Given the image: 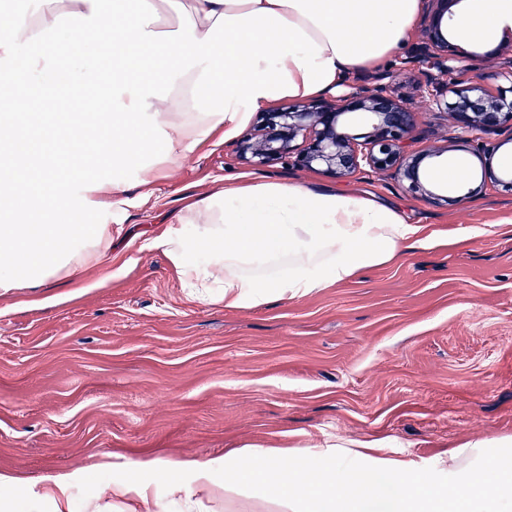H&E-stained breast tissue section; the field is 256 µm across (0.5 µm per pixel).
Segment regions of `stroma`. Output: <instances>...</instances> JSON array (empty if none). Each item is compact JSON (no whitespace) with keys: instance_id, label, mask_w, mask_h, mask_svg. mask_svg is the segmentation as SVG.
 <instances>
[{"instance_id":"1","label":"stroma","mask_w":512,"mask_h":512,"mask_svg":"<svg viewBox=\"0 0 512 512\" xmlns=\"http://www.w3.org/2000/svg\"><path fill=\"white\" fill-rule=\"evenodd\" d=\"M418 30L386 65L395 93L419 110L414 150L442 149L423 181L429 201L390 174L343 179L278 162L254 167L231 134L215 131L151 185L135 168L100 223L112 262L80 284L47 280L33 293L0 289V472L29 477L0 512H55L41 476L64 473L73 512H126L113 477L149 479L137 463L210 461L239 448L376 442L423 475L453 480L448 455L479 439H512V188L481 186L471 134L422 107L407 64ZM512 38L468 47L458 70L507 87ZM463 174L441 187L433 171ZM277 181L371 196L424 225L426 247L297 300L254 309L188 297L169 259L147 238L187 205L246 181Z\"/></svg>"}]
</instances>
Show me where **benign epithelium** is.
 <instances>
[{
	"label": "benign epithelium",
	"mask_w": 512,
	"mask_h": 512,
	"mask_svg": "<svg viewBox=\"0 0 512 512\" xmlns=\"http://www.w3.org/2000/svg\"><path fill=\"white\" fill-rule=\"evenodd\" d=\"M455 2L424 0L422 38L412 49L411 62L419 66V88L429 108L449 110L458 130L488 134L512 125V99L501 89L486 87L478 77L454 83L443 79L451 69L448 62L461 58V50L448 40L449 7ZM357 117L370 126L362 137L345 132ZM417 127V112L395 95L393 75L381 73L336 96L263 113L258 133L241 139L238 153L257 166L283 160L299 168L321 167L337 178L365 169H393L409 190L435 200L437 196L421 182L420 165L441 151L411 152Z\"/></svg>",
	"instance_id": "7a95c632"
}]
</instances>
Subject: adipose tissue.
<instances>
[{"label":"adipose tissue","instance_id":"1","mask_svg":"<svg viewBox=\"0 0 512 512\" xmlns=\"http://www.w3.org/2000/svg\"><path fill=\"white\" fill-rule=\"evenodd\" d=\"M421 0H70L66 26L47 12L19 18L0 38V288L79 279L112 249V227L74 202L84 182L112 204L125 185L116 171L136 167L153 183L160 165L179 164L217 128L231 131L245 113L333 92L348 73L375 69L403 47ZM65 29L75 46H94L91 78L69 86L90 106L44 118L42 99L13 65L18 42L39 43ZM512 29V0H463L450 25L461 45ZM50 120L68 149L43 161L45 142L18 133L20 123ZM420 224L366 196L279 182L236 186L196 202L151 240L184 287L229 310L272 299L295 300L359 270L396 259L423 243ZM461 479H424L413 463L387 459L357 443L309 448L291 464L274 449L241 448L223 473L198 460L143 462L179 512H195L183 474L196 491L233 504L249 497L274 512H512V454L488 455L467 443Z\"/></svg>","mask_w":512,"mask_h":512}]
</instances>
